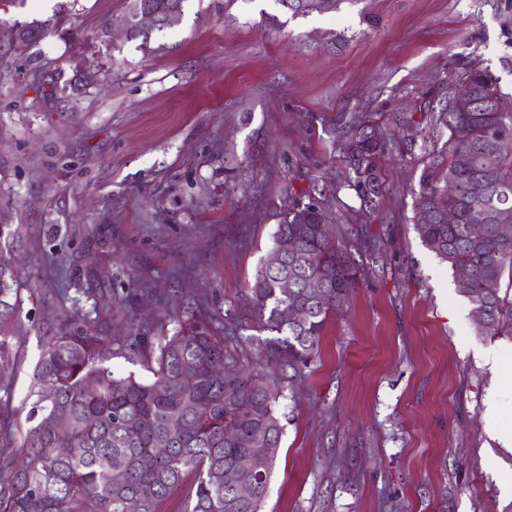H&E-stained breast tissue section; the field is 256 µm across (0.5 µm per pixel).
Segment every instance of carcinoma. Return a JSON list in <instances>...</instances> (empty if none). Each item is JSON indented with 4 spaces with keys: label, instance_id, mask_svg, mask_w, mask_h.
<instances>
[{
    "label": "carcinoma",
    "instance_id": "cac0c4a2",
    "mask_svg": "<svg viewBox=\"0 0 512 512\" xmlns=\"http://www.w3.org/2000/svg\"><path fill=\"white\" fill-rule=\"evenodd\" d=\"M186 0H129L126 17L148 6L157 31L182 20ZM338 0H277L295 15L336 8ZM51 21L21 24L16 44L39 41ZM152 32L130 25L128 40L145 53ZM476 90L468 112H429V134L411 140L427 158L415 205L414 229L423 245L448 263L460 289L485 314L479 325L512 331V229L496 213L512 208V113L491 111L504 97L491 74L474 65L448 83ZM447 136L443 144L439 137ZM385 147L371 119L352 115L339 150L353 170L350 187L364 206L379 194L376 158ZM324 212L313 196L283 216L269 255L251 288L256 334L220 333L210 318L188 313L172 334L140 336L133 351L155 355L152 378L117 375L105 366L111 341L71 317L48 338L34 373L35 423L20 444V460L0 479V512H157L159 503L191 474L187 512H262L284 425L283 388L247 372L240 349L256 344L272 372L286 381L314 364L326 324L347 302L357 278L355 260L322 235ZM483 233L475 235L472 226ZM508 288H502L503 279ZM11 258L0 253V296L11 288ZM293 287L281 288L283 280ZM95 385L87 386L88 380ZM165 441L169 451L155 454ZM268 448L263 473L246 466L249 451ZM126 464L112 480V461ZM145 486L150 496L142 495Z\"/></svg>",
    "mask_w": 512,
    "mask_h": 512
}]
</instances>
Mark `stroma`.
Instances as JSON below:
<instances>
[{
  "instance_id": "1",
  "label": "stroma",
  "mask_w": 512,
  "mask_h": 512,
  "mask_svg": "<svg viewBox=\"0 0 512 512\" xmlns=\"http://www.w3.org/2000/svg\"><path fill=\"white\" fill-rule=\"evenodd\" d=\"M127 0H0V252L17 273L0 318V474L32 425L44 336L110 325L115 373L148 377L131 332L193 310L253 323L250 289L292 202H320L365 269L319 357L284 389L264 512H512V336L479 332L412 218L426 159H379L377 207L343 184L354 112L406 113L409 139L448 82L489 71L512 106V0H186L152 53L117 27ZM61 19L16 50L11 30ZM503 406L490 425L491 405ZM338 1L341 0H277L276 2L292 11L293 15H305L313 11L335 9Z\"/></svg>"
}]
</instances>
